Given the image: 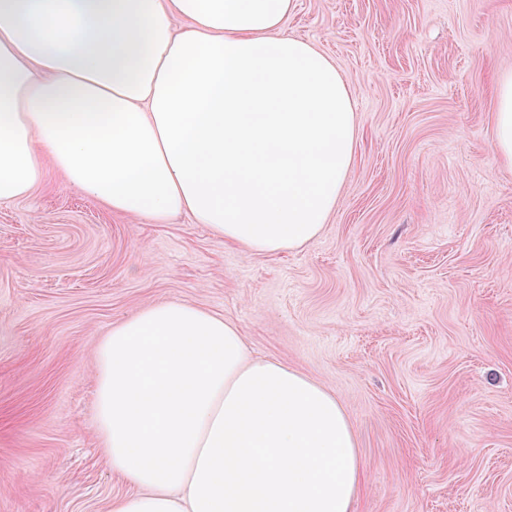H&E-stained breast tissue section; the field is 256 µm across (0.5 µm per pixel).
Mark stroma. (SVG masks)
Here are the masks:
<instances>
[{
    "instance_id": "1",
    "label": "stroma",
    "mask_w": 512,
    "mask_h": 512,
    "mask_svg": "<svg viewBox=\"0 0 512 512\" xmlns=\"http://www.w3.org/2000/svg\"><path fill=\"white\" fill-rule=\"evenodd\" d=\"M358 146L323 231L261 255L106 209L55 169L0 204V512H109L96 347L192 303L325 385L358 440L354 512H512V167L493 158L512 0H296Z\"/></svg>"
}]
</instances>
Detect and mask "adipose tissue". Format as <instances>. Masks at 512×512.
Wrapping results in <instances>:
<instances>
[{"label": "adipose tissue", "instance_id": "1", "mask_svg": "<svg viewBox=\"0 0 512 512\" xmlns=\"http://www.w3.org/2000/svg\"><path fill=\"white\" fill-rule=\"evenodd\" d=\"M295 0H0V203L46 166L108 209L188 214L228 245L315 239L358 144L334 62L288 35ZM183 27H176V20ZM496 156L512 167V72ZM97 426L134 485L111 512H353L357 440L333 393L183 301L97 348Z\"/></svg>", "mask_w": 512, "mask_h": 512}]
</instances>
